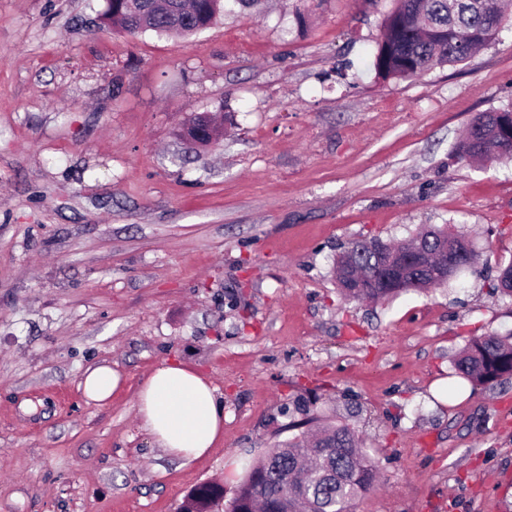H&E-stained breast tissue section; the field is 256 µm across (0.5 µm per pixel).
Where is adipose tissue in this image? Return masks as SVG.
<instances>
[{
    "mask_svg": "<svg viewBox=\"0 0 512 512\" xmlns=\"http://www.w3.org/2000/svg\"><path fill=\"white\" fill-rule=\"evenodd\" d=\"M137 408L143 428L170 457L198 459L224 438V405L190 364L156 368L138 392Z\"/></svg>",
    "mask_w": 512,
    "mask_h": 512,
    "instance_id": "1",
    "label": "adipose tissue"
}]
</instances>
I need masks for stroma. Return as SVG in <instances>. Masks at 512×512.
I'll return each mask as SVG.
<instances>
[{"label":"stroma","mask_w":512,"mask_h":512,"mask_svg":"<svg viewBox=\"0 0 512 512\" xmlns=\"http://www.w3.org/2000/svg\"><path fill=\"white\" fill-rule=\"evenodd\" d=\"M393 0H259L184 38L104 26V0H0V512H225L294 402L377 463L355 512H512V379L457 377L470 337L512 330V162L452 147L512 104V21L466 63L381 79ZM216 116L221 136L182 137ZM469 233L478 265L427 293L345 301L354 239ZM208 375L224 440L168 457L136 412L165 363ZM121 386L88 401L84 372ZM120 376L109 365H100L88 370L82 380L84 396L95 403H105L118 388ZM224 496V488L207 483L197 487L187 498L183 512H208Z\"/></svg>","instance_id":"1"}]
</instances>
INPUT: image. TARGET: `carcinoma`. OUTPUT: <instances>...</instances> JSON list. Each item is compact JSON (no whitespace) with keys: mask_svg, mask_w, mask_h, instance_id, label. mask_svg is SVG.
Listing matches in <instances>:
<instances>
[{"mask_svg":"<svg viewBox=\"0 0 512 512\" xmlns=\"http://www.w3.org/2000/svg\"><path fill=\"white\" fill-rule=\"evenodd\" d=\"M224 0H106L103 23L136 35L179 32L193 35L224 15ZM505 19L502 0H395L383 17V35L372 55V67L384 79L418 78L437 66L463 63L491 46ZM479 132L463 134L454 146L459 159L491 164L512 159V105L477 117ZM424 239L435 250L448 245L474 268L480 260L470 237L458 230L431 228L407 241L378 237L354 240L336 257L334 273L341 293L350 300L380 301L410 290L442 286L412 270L389 288H375L357 277L387 275V260L399 248ZM492 294L512 298V264L503 268ZM458 377L474 386L492 387L512 376V332L474 336L455 361ZM363 440L347 424H322L272 446L251 463L238 485L233 512H355L356 501L375 486L378 466L363 451ZM224 488L197 487L183 512H210Z\"/></svg>","mask_w":512,"mask_h":512,"instance_id":"cac0c4a2","label":"carcinoma"}]
</instances>
